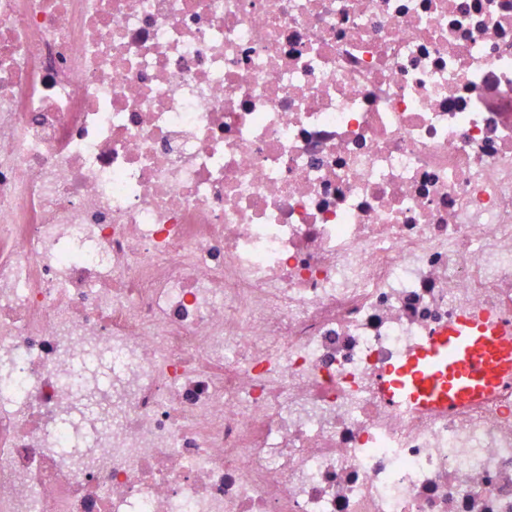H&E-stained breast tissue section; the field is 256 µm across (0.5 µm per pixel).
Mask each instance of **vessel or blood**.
<instances>
[{
  "instance_id": "vessel-or-blood-1",
  "label": "vessel or blood",
  "mask_w": 512,
  "mask_h": 512,
  "mask_svg": "<svg viewBox=\"0 0 512 512\" xmlns=\"http://www.w3.org/2000/svg\"><path fill=\"white\" fill-rule=\"evenodd\" d=\"M512 376V328L489 311L464 312L383 373V395L400 406L451 409L491 394Z\"/></svg>"
}]
</instances>
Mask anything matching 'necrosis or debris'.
<instances>
[{
  "mask_svg": "<svg viewBox=\"0 0 512 512\" xmlns=\"http://www.w3.org/2000/svg\"><path fill=\"white\" fill-rule=\"evenodd\" d=\"M512 0H0V512H512ZM511 375L512 328L489 311L462 312L383 373L380 388L399 406L449 410L491 394Z\"/></svg>",
  "mask_w": 512,
  "mask_h": 512,
  "instance_id": "4bbe7bcc",
  "label": "necrosis or debris"
}]
</instances>
